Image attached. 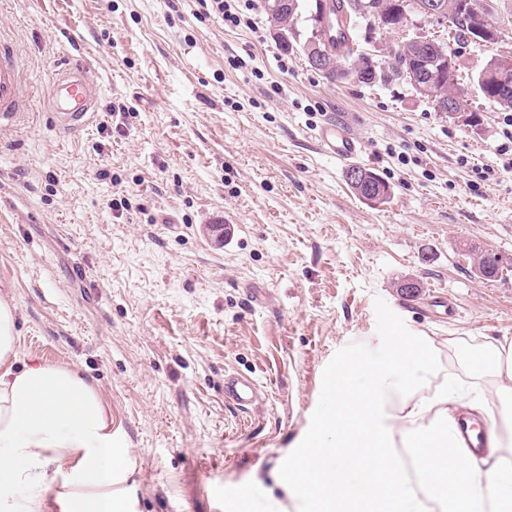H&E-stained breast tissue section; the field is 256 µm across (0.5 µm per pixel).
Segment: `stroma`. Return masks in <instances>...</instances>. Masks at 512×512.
I'll return each mask as SVG.
<instances>
[{"mask_svg":"<svg viewBox=\"0 0 512 512\" xmlns=\"http://www.w3.org/2000/svg\"><path fill=\"white\" fill-rule=\"evenodd\" d=\"M249 4L251 26L228 27L200 0H0L30 93L26 121L0 130V298L24 356L97 387L127 443L121 512H227L254 483L256 512H281L275 467L341 354H382L394 330L512 338L504 115L476 83L497 46L456 48L466 126L405 82L309 68L314 0L287 52ZM69 62L101 90L78 132L46 110ZM329 120L362 142L354 164L322 152ZM353 165L391 185L387 203L355 195ZM480 251L502 257L497 278ZM228 373L257 380L261 403L226 405Z\"/></svg>","mask_w":512,"mask_h":512,"instance_id":"stroma-1","label":"stroma"}]
</instances>
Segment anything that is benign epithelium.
<instances>
[{
	"label": "benign epithelium",
	"instance_id": "obj_1",
	"mask_svg": "<svg viewBox=\"0 0 512 512\" xmlns=\"http://www.w3.org/2000/svg\"><path fill=\"white\" fill-rule=\"evenodd\" d=\"M396 11L401 13L400 22L391 27L396 32L403 31L409 24L410 14L421 18H430L440 23L451 15L456 7L455 0H396ZM472 29L483 38V41L497 44L500 42V25L492 18V5L486 4L483 11L477 10L472 19ZM414 46L419 51L431 49L441 57H446L442 44L433 41V38L425 35H416L398 42V46ZM306 61L313 69L329 72L339 68V63L324 56L317 46L312 44L306 47ZM379 63L374 60L373 54H362L358 65L354 70L346 74V81L354 83H367L369 79L377 78ZM496 76L501 82H506L512 75V51L504 50L493 57L492 63L481 71V79ZM405 81L411 86L415 94L430 102L435 111L449 114L457 121L466 123L474 122L469 110L465 107V96L462 94L445 92L446 87L456 82L452 72L443 64L418 66L413 65L405 73ZM351 183L358 188V195L364 200L374 203L379 198L377 185L374 183V174L368 170L356 168L351 173Z\"/></svg>",
	"mask_w": 512,
	"mask_h": 512
}]
</instances>
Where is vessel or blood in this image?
I'll return each mask as SVG.
<instances>
[{"mask_svg": "<svg viewBox=\"0 0 512 512\" xmlns=\"http://www.w3.org/2000/svg\"><path fill=\"white\" fill-rule=\"evenodd\" d=\"M100 89L85 77L83 66H68L58 71L48 99V110L60 129L78 131L87 127L97 113ZM30 96L24 72L12 46L0 39V129L15 127L28 112ZM322 151L342 162L354 160L360 142L334 121L324 123L318 134ZM224 398L245 410L258 398L253 379L229 374L224 378Z\"/></svg>", "mask_w": 512, "mask_h": 512, "instance_id": "vessel-or-blood-1", "label": "vessel or blood"}]
</instances>
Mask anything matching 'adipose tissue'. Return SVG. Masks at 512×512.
I'll return each mask as SVG.
<instances>
[{
	"mask_svg": "<svg viewBox=\"0 0 512 512\" xmlns=\"http://www.w3.org/2000/svg\"><path fill=\"white\" fill-rule=\"evenodd\" d=\"M384 355L344 354L329 405L277 481L294 512H512V339L458 355L452 341L391 332ZM492 398L470 397L469 382ZM490 421L486 454L460 444L456 414ZM125 443L96 386L74 366L21 359L15 312L0 300V512H117Z\"/></svg>",
	"mask_w": 512,
	"mask_h": 512,
	"instance_id": "adipose-tissue-1",
	"label": "adipose tissue"
}]
</instances>
